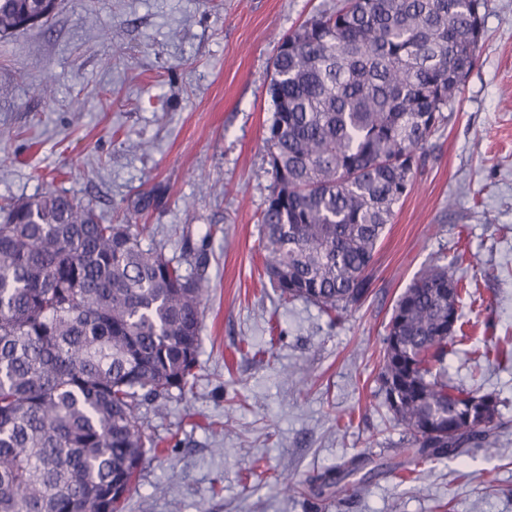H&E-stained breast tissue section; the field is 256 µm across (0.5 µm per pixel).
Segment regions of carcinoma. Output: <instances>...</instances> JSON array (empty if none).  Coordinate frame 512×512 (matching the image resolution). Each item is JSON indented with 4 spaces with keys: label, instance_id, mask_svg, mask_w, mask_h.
Returning a JSON list of instances; mask_svg holds the SVG:
<instances>
[{
    "label": "carcinoma",
    "instance_id": "carcinoma-1",
    "mask_svg": "<svg viewBox=\"0 0 512 512\" xmlns=\"http://www.w3.org/2000/svg\"><path fill=\"white\" fill-rule=\"evenodd\" d=\"M481 5L343 0L282 39L260 224L284 298L339 314L367 296L383 231L475 64ZM51 15L47 0H0V39ZM146 230L55 190L0 205V512H123L154 445L142 407L192 388L207 282L143 246ZM461 292L450 266H429L386 327L384 405L418 467L505 425L494 395L443 371Z\"/></svg>",
    "mask_w": 512,
    "mask_h": 512
}]
</instances>
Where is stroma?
I'll return each instance as SVG.
<instances>
[{"mask_svg":"<svg viewBox=\"0 0 512 512\" xmlns=\"http://www.w3.org/2000/svg\"><path fill=\"white\" fill-rule=\"evenodd\" d=\"M335 4L58 0L0 39V203L59 191L102 223L149 225L147 244L208 281L193 388L143 408L160 445L125 512H512V363L480 357L512 348V0L482 8L476 62L378 243L371 291L337 320L281 298L258 222L278 42ZM458 255L476 293L448 382L495 394L511 427L404 480L389 470L410 436L382 405L385 326L424 267ZM361 454L383 466L362 492L321 489Z\"/></svg>","mask_w":512,"mask_h":512,"instance_id":"1","label":"stroma"}]
</instances>
